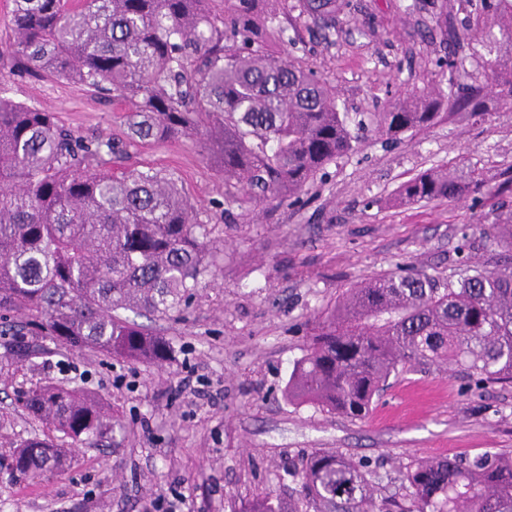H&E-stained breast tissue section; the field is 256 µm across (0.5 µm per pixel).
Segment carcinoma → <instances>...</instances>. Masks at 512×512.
<instances>
[{"instance_id": "obj_1", "label": "carcinoma", "mask_w": 512, "mask_h": 512, "mask_svg": "<svg viewBox=\"0 0 512 512\" xmlns=\"http://www.w3.org/2000/svg\"><path fill=\"white\" fill-rule=\"evenodd\" d=\"M13 0L9 51L0 67L78 84L136 119L128 142L84 137L55 113L0 91V318L30 317L0 336H42L73 352L101 351L156 366L172 342L122 316L151 321L189 305L206 271L208 230L175 179L151 169L112 172L127 148L194 137L207 159L252 198L300 195L354 150L351 127L387 140L434 125L441 111L483 116L487 91L512 69L486 61L470 83L463 61L444 60L448 92L407 95L355 119L338 108L312 67L272 55L268 20L283 0ZM343 0H298L321 35ZM479 16L512 38V0H479ZM485 177L469 166L436 168L397 191L405 204L479 195ZM491 270L457 248L459 278L425 269L366 280L343 294L314 328L291 370L288 399L354 420L367 418L390 378L452 363L470 386L512 384V208L481 225ZM24 407L56 433L92 446L120 425L93 396L60 385L32 390ZM70 459L33 438L11 456L13 473L60 474ZM403 501L380 498L363 466L316 450L301 471V495L317 512H512V455L418 460L403 475ZM244 512H299L270 494Z\"/></svg>"}]
</instances>
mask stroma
Listing matches in <instances>:
<instances>
[{
  "instance_id": "1",
  "label": "stroma",
  "mask_w": 512,
  "mask_h": 512,
  "mask_svg": "<svg viewBox=\"0 0 512 512\" xmlns=\"http://www.w3.org/2000/svg\"><path fill=\"white\" fill-rule=\"evenodd\" d=\"M470 0H347L329 38L296 11L273 21L288 38L270 52L316 62L339 106L378 112L413 90L444 89L448 41ZM11 97L56 113L84 136L127 137L129 108L47 77L15 75ZM484 120L444 113L391 143L362 131L353 152L318 174L293 205L228 195L224 179L190 140L130 147L129 166L173 174L209 231L216 269L204 274L184 314L157 321L173 342L163 366L45 343L27 361L0 346V459L46 433L20 397L45 384L76 387L116 412L121 426L95 445L55 435L70 469L47 480H0V512H240L271 491L298 499L307 456L326 448L363 463L386 494L401 495L414 461L492 451L512 454V385L471 389L457 366L394 380L372 413L353 420L288 400L294 363L315 319L367 279L415 266L457 273L462 235L478 236L512 193L449 205L396 201L399 187L430 168L465 164L490 184L512 168V97H486Z\"/></svg>"
}]
</instances>
